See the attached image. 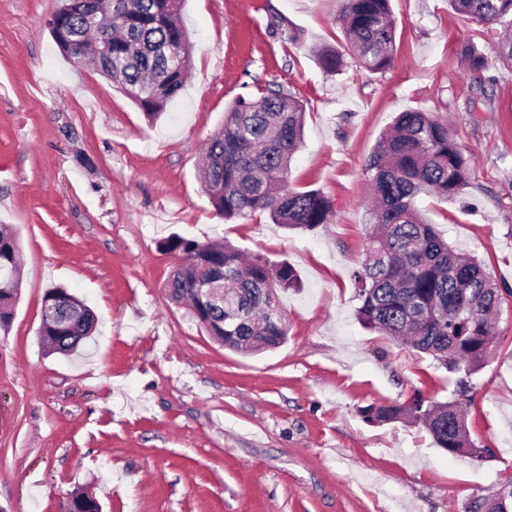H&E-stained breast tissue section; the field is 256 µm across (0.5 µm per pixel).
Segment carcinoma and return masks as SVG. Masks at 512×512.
<instances>
[{
    "instance_id": "cac0c4a2",
    "label": "carcinoma",
    "mask_w": 512,
    "mask_h": 512,
    "mask_svg": "<svg viewBox=\"0 0 512 512\" xmlns=\"http://www.w3.org/2000/svg\"><path fill=\"white\" fill-rule=\"evenodd\" d=\"M453 12L486 29L512 24V0H448ZM66 9L52 13L48 26L60 34L59 51L77 41L91 51L97 70L150 120L160 117L181 91L192 64L188 44L176 58L165 52L186 34L179 20L182 0H112V22L105 25L112 37L108 59L96 56L100 34L87 22L89 5L65 0ZM339 21L344 50L321 48L320 67L338 73L344 54L351 55L372 73L389 69L397 54L396 24L390 0H340ZM458 54L473 72L483 69L486 57L472 40ZM306 108L294 94L265 87L255 94L239 95L229 106L224 124L205 144L203 189L214 210L226 220L267 213L286 229L312 230L334 216L333 202L320 190L290 186V163L304 135ZM374 200L369 212L368 235L361 268L354 271L357 318L361 324L412 351L442 360L462 373L457 393L470 392L469 377L491 357L497 340L504 295L512 289L497 287L487 266L457 251L425 219L417 206L422 195L451 199L469 185L470 160L453 138L448 120L420 110L398 113L383 132L367 164ZM164 249L186 258L168 278V297L175 303L190 300L200 280L222 274L224 288V346L252 349L288 336V325L270 289L299 287L295 268L286 261L272 262L260 255L245 258L228 242H199L172 235ZM19 247L10 227L0 226V330L9 328L17 288L6 285L19 279ZM44 298L47 306L70 300L82 302L67 289L54 287ZM46 322V344L54 337L65 341L67 356L92 335L96 319L88 308L62 332ZM373 423L405 420L422 425L436 447L459 455L475 444L460 402L426 400L414 393L404 402L369 405L361 410Z\"/></svg>"
}]
</instances>
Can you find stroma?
Returning a JSON list of instances; mask_svg holds the SVG:
<instances>
[{
	"instance_id": "1",
	"label": "stroma",
	"mask_w": 512,
	"mask_h": 512,
	"mask_svg": "<svg viewBox=\"0 0 512 512\" xmlns=\"http://www.w3.org/2000/svg\"><path fill=\"white\" fill-rule=\"evenodd\" d=\"M392 67L328 74L314 51L344 38L338 0H185L186 86L156 121L90 66L65 58L55 0H0V224L17 228L21 280L0 331V512H59L87 489L102 512H463L512 479V304L471 377L470 435L483 460L435 448L412 423L361 410L456 396L458 376L358 321L353 272L369 231L365 166L392 118L447 119L474 175L460 198L418 206L455 249L512 288V63L500 29L448 0H391ZM487 66L465 69L461 42ZM284 85L306 105L290 184L334 203L329 224L290 232L267 215L224 220L198 178L206 139L245 89ZM228 239L285 260L288 339L259 355L215 342L164 285L171 234ZM70 290L97 329L47 353L46 291Z\"/></svg>"
}]
</instances>
